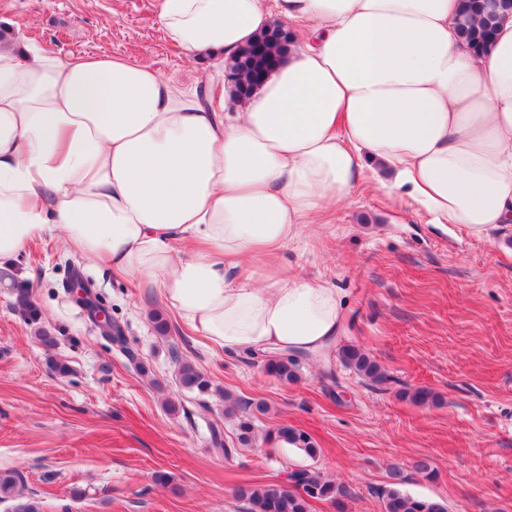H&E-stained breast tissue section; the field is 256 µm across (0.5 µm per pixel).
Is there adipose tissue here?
I'll use <instances>...</instances> for the list:
<instances>
[{
  "label": "adipose tissue",
  "instance_id": "ef3b65f1",
  "mask_svg": "<svg viewBox=\"0 0 512 512\" xmlns=\"http://www.w3.org/2000/svg\"><path fill=\"white\" fill-rule=\"evenodd\" d=\"M460 0H157L186 55L232 57L271 20L297 41L239 112L151 66L0 42V287L34 239L157 288L214 351L321 354L334 284L278 263L365 160L432 223L512 227V17L476 54Z\"/></svg>",
  "mask_w": 512,
  "mask_h": 512
}]
</instances>
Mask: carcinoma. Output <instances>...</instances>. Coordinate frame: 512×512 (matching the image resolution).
<instances>
[{"label":"carcinoma","instance_id":"cac0c4a2","mask_svg":"<svg viewBox=\"0 0 512 512\" xmlns=\"http://www.w3.org/2000/svg\"><path fill=\"white\" fill-rule=\"evenodd\" d=\"M463 9L459 30L461 38L473 51H485L492 42L496 28L505 13H512V0H462ZM289 40L275 39L264 32L241 49L237 59L248 67L261 72L267 71L270 64L288 46ZM19 312L30 323L37 325V339L47 348L56 345V337L48 330L39 326L42 313L29 296L18 294ZM339 357L343 365L357 374L383 386L390 380L389 375L367 353L353 344L339 349ZM297 359L276 355L269 356L264 362L267 375L282 383L298 378L296 371ZM177 380L180 386L190 391L205 394L211 388V382L194 364L181 363L178 366ZM400 396L411 402L424 405L436 403L433 392L424 387H404L399 390ZM267 412V407L257 403L252 407L232 406L224 409V414L235 419V428L231 439L224 438L223 432L212 430L213 441L229 454L235 447L252 448L259 442H282L293 446L310 458L321 453V448L310 434L294 426L282 425L274 433L259 436L256 425L257 415ZM391 482L380 492L383 512H448L447 507L438 501L420 498L406 493L400 488L402 483L400 471L394 469L390 473ZM294 486L285 488L278 485L250 486L239 485L235 496L246 506L247 512H311L315 501L337 502L348 496L345 486L309 469L291 472ZM23 478L13 470L0 472V496L16 500L14 512H41L39 502L31 497L22 496Z\"/></svg>","mask_w":512,"mask_h":512}]
</instances>
